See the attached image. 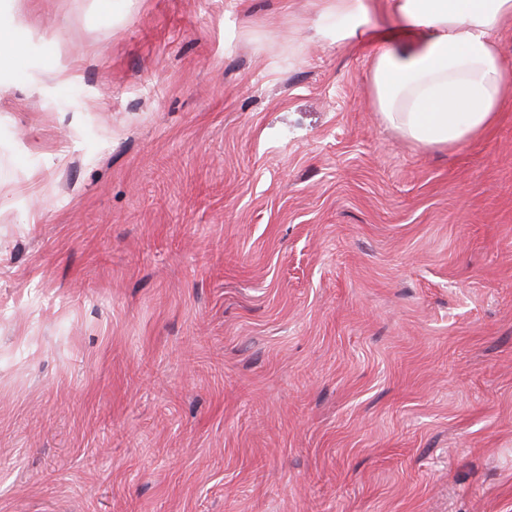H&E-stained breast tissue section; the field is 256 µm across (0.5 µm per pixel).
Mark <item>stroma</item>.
Listing matches in <instances>:
<instances>
[{"mask_svg": "<svg viewBox=\"0 0 512 512\" xmlns=\"http://www.w3.org/2000/svg\"><path fill=\"white\" fill-rule=\"evenodd\" d=\"M322 6L14 0L0 512H512V99L418 146Z\"/></svg>", "mask_w": 512, "mask_h": 512, "instance_id": "stroma-1", "label": "stroma"}]
</instances>
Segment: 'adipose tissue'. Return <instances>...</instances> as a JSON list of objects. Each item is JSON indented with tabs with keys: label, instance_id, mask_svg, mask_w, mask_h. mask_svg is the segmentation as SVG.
<instances>
[{
	"label": "adipose tissue",
	"instance_id": "ef3b65f1",
	"mask_svg": "<svg viewBox=\"0 0 512 512\" xmlns=\"http://www.w3.org/2000/svg\"><path fill=\"white\" fill-rule=\"evenodd\" d=\"M369 0H324L318 39L363 32ZM397 21L372 56L373 109L413 143L455 148L485 131L501 109L507 71L494 36L512 0H383Z\"/></svg>",
	"mask_w": 512,
	"mask_h": 512
}]
</instances>
